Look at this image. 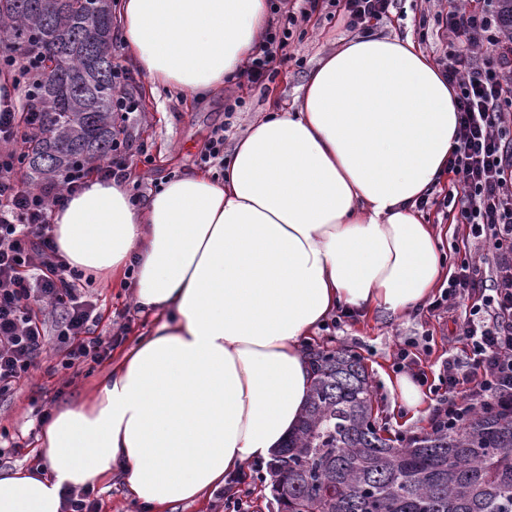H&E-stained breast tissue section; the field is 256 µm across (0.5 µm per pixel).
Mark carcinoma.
<instances>
[{
    "label": "carcinoma",
    "mask_w": 512,
    "mask_h": 512,
    "mask_svg": "<svg viewBox=\"0 0 512 512\" xmlns=\"http://www.w3.org/2000/svg\"><path fill=\"white\" fill-rule=\"evenodd\" d=\"M111 46L112 0H0V48L34 54L42 68V132L24 158L32 183L112 152ZM309 358L306 407L268 464L278 512H512L511 418L481 412L459 432L397 446L376 420L360 358L346 349Z\"/></svg>",
    "instance_id": "cac0c4a2"
}]
</instances>
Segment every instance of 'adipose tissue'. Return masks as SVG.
<instances>
[{"label": "adipose tissue", "mask_w": 512, "mask_h": 512, "mask_svg": "<svg viewBox=\"0 0 512 512\" xmlns=\"http://www.w3.org/2000/svg\"><path fill=\"white\" fill-rule=\"evenodd\" d=\"M151 83L196 96L233 81L268 0H120ZM456 95L412 40L364 34L324 55L296 110L235 144L223 178L169 179L147 205L94 178L53 213L70 267L132 275L149 335L39 441L49 471L0 473V512H63L66 490L122 476L148 512L200 500L269 460L312 379L301 341L338 308L395 315L445 277L419 199L448 173Z\"/></svg>", "instance_id": "obj_1"}]
</instances>
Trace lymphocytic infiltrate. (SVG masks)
Listing matches in <instances>:
<instances>
[{"label": "lymphocytic infiltrate", "mask_w": 512, "mask_h": 512, "mask_svg": "<svg viewBox=\"0 0 512 512\" xmlns=\"http://www.w3.org/2000/svg\"><path fill=\"white\" fill-rule=\"evenodd\" d=\"M337 18L350 30H366L390 20L395 0H336ZM436 20L448 32L438 59L457 89L458 145L448 171L458 186L455 223L466 239L485 247L495 278L492 290L480 288L469 262L455 266L448 287L433 310L460 315L451 336L469 351L466 362L445 361L439 384L445 398L432 428L459 431L479 411L512 416V43L502 41V17L494 0H448ZM297 18L270 28L249 59L243 75L262 87L276 62L286 60ZM0 72L10 74L24 99L23 109L0 110V394L29 378L48 349L61 354L70 370L105 360L111 338L96 335L97 303L88 289L91 277L69 267L53 236V211L82 188L88 168L77 164L56 182L40 186L20 179L28 139L40 119L34 108L39 73L19 54L0 51Z\"/></svg>", "instance_id": "f902f5d3"}]
</instances>
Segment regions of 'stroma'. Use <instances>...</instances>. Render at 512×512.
<instances>
[{"mask_svg":"<svg viewBox=\"0 0 512 512\" xmlns=\"http://www.w3.org/2000/svg\"><path fill=\"white\" fill-rule=\"evenodd\" d=\"M327 0H318L317 8L300 21L291 39L288 62L278 64L277 73L265 91L248 84L224 87L199 98L180 91L151 84L136 67L125 48H118L112 57L130 77L128 90L137 99L139 110L126 127L131 136L135 156L129 159L126 179L134 194L148 198L165 180L200 171L198 155L211 131L224 123V104L239 97V110L231 138H238L259 118L266 115L271 99L296 103L300 87L318 59L353 39L354 34L336 19L330 18ZM405 19L374 27V34L390 37H412L429 57L443 51V41L437 34L433 16V0H401ZM427 16L425 29H418L420 16ZM450 180L435 186L430 196L436 206L425 211L427 223L441 225L446 233L442 250L448 264L461 259L475 262L482 280H489L492 268L481 258L480 250L464 248L461 239L463 225L444 220L439 206L444 195L453 192ZM91 287L98 299L101 320L100 334L111 337L113 357L125 350L153 328L151 316L139 313L131 304V291L106 285L102 278H93ZM451 327L447 318L432 316L427 307H419L401 316L382 311L371 314H350L338 311L322 325L309 346L313 349H347L360 357L372 380L373 399L379 424L387 436H420L430 430V420L437 400L426 394L418 412L402 408L398 396L387 381L397 377L396 353L400 343L415 342L419 365L428 378H436L448 356L464 357L462 345L449 342ZM56 351L44 354L31 378L20 387L0 396V446L8 455L0 457V472L18 467L34 469L45 465L37 438L41 432V413H56L64 407L81 402L109 371L111 359L100 363L86 362L77 373L64 374L56 369Z\"/></svg>","mask_w":512,"mask_h":512,"instance_id":"obj_1","label":"stroma"}]
</instances>
